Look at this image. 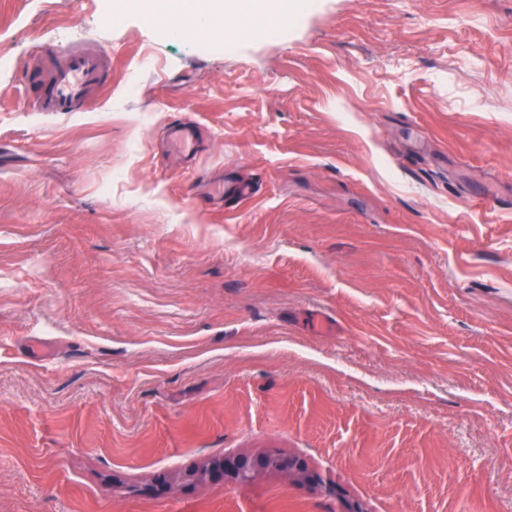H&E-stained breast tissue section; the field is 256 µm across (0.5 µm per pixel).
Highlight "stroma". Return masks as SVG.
Here are the masks:
<instances>
[{"mask_svg": "<svg viewBox=\"0 0 512 512\" xmlns=\"http://www.w3.org/2000/svg\"><path fill=\"white\" fill-rule=\"evenodd\" d=\"M225 26L0 0V512H512V0ZM87 38L111 84L33 111ZM167 141L180 153L192 158L197 151V131L192 121H174L167 126ZM278 469L295 470L305 473V465L294 459H282L277 457H265L256 460H250L243 457L221 458L211 464L210 473L216 476H223L239 479L242 482L251 480L257 470Z\"/></svg>", "mask_w": 512, "mask_h": 512, "instance_id": "35a3bbf8", "label": "stroma"}]
</instances>
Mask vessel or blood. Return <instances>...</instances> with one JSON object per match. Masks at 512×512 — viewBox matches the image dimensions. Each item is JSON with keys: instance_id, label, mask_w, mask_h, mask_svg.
Listing matches in <instances>:
<instances>
[{"instance_id": "obj_1", "label": "vessel or blood", "mask_w": 512, "mask_h": 512, "mask_svg": "<svg viewBox=\"0 0 512 512\" xmlns=\"http://www.w3.org/2000/svg\"><path fill=\"white\" fill-rule=\"evenodd\" d=\"M61 63L51 76H44L41 64H33L24 74V86L34 93L32 103L41 112H76L88 94L112 80L110 57L104 50L89 51L63 46ZM167 140L184 156L197 151V131L193 122L175 121L166 129Z\"/></svg>"}]
</instances>
